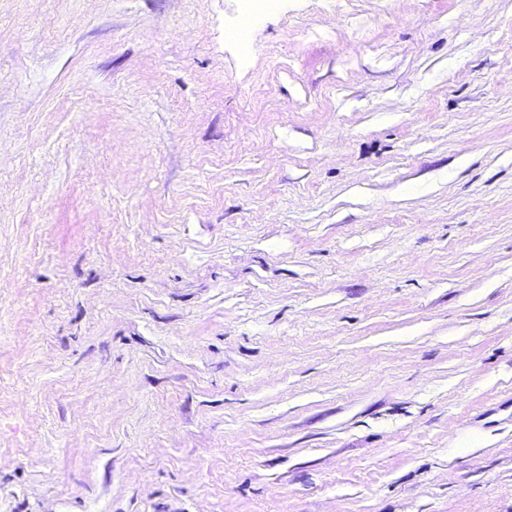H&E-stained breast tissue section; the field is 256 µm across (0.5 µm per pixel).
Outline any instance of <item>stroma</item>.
<instances>
[{"mask_svg":"<svg viewBox=\"0 0 512 512\" xmlns=\"http://www.w3.org/2000/svg\"><path fill=\"white\" fill-rule=\"evenodd\" d=\"M0 0V512H512V0Z\"/></svg>","mask_w":512,"mask_h":512,"instance_id":"1","label":"stroma"}]
</instances>
